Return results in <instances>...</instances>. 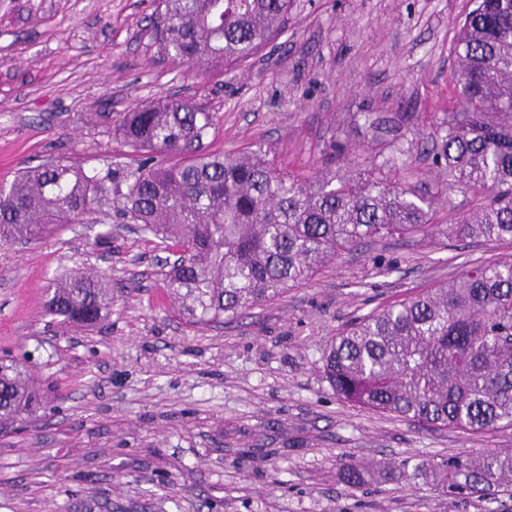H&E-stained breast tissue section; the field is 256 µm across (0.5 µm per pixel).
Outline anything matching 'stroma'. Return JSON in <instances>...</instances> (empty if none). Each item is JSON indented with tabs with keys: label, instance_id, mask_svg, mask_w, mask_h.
<instances>
[{
	"label": "stroma",
	"instance_id": "stroma-1",
	"mask_svg": "<svg viewBox=\"0 0 512 512\" xmlns=\"http://www.w3.org/2000/svg\"><path fill=\"white\" fill-rule=\"evenodd\" d=\"M470 0H293L286 28L248 62L194 70L161 51L160 0H0V183L64 158L126 162L105 131L160 97L216 121L198 146L269 150L310 173L332 144L375 160L385 146L422 181L427 141L451 105L454 23ZM110 232L109 247L98 236ZM512 240L388 239L343 252L305 283L205 328L174 312L158 239L135 224H66L0 245V356L28 366L46 403L0 428V512H512L388 476L355 486L349 460L392 467L512 448L341 401L322 354L351 320L448 282ZM112 279L102 328L48 324L55 277Z\"/></svg>",
	"mask_w": 512,
	"mask_h": 512
}]
</instances>
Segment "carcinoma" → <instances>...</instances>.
Here are the masks:
<instances>
[{
	"label": "carcinoma",
	"instance_id": "obj_1",
	"mask_svg": "<svg viewBox=\"0 0 512 512\" xmlns=\"http://www.w3.org/2000/svg\"><path fill=\"white\" fill-rule=\"evenodd\" d=\"M293 0H161L163 50L183 64L243 63L277 37ZM454 104L430 139L435 192L390 180L372 161L281 172L267 151L198 154L214 116L191 99L162 98L123 115L112 134L131 164L86 170L54 160L0 184V243L44 238L64 224L115 212L159 239L186 246L163 288L186 321L233 320L308 281L342 252L403 239H512V0H474L457 24ZM475 206L455 224L436 223ZM44 316L93 328L112 309V278L74 275L46 285ZM325 378L363 410L463 432L512 429V256L357 318L322 357ZM44 395L28 367L0 357V423L33 417ZM374 467L351 463L362 485ZM450 496L512 497V448L459 453L398 470Z\"/></svg>",
	"mask_w": 512,
	"mask_h": 512
}]
</instances>
